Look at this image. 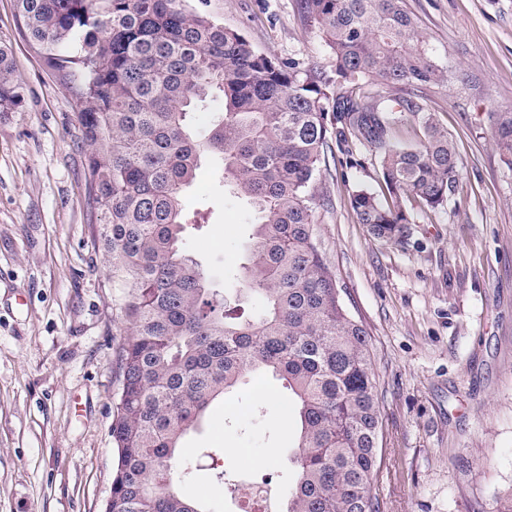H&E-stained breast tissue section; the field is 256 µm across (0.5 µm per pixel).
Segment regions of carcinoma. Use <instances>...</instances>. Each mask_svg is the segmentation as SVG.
<instances>
[{
    "instance_id": "carcinoma-1",
    "label": "carcinoma",
    "mask_w": 512,
    "mask_h": 512,
    "mask_svg": "<svg viewBox=\"0 0 512 512\" xmlns=\"http://www.w3.org/2000/svg\"><path fill=\"white\" fill-rule=\"evenodd\" d=\"M22 39L69 95L81 124L87 223L101 226L122 318L112 443V512H204L179 490L178 442L218 395L250 373L286 382L301 429L281 512H380V407L369 333L348 311L319 243L314 192L331 145L355 138L379 158L392 203L358 188L349 203L397 244L413 196L440 206L459 177L448 132L414 92L447 72L428 55L405 0H304L333 76L259 53L185 0H15ZM23 101L0 44V112ZM209 114L205 132L191 116ZM422 138L396 137L407 117ZM512 153V115L497 128ZM257 214L247 243L246 315L184 254L195 223L182 198L202 159Z\"/></svg>"
}]
</instances>
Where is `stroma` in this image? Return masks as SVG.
Listing matches in <instances>:
<instances>
[{
  "label": "stroma",
  "mask_w": 512,
  "mask_h": 512,
  "mask_svg": "<svg viewBox=\"0 0 512 512\" xmlns=\"http://www.w3.org/2000/svg\"><path fill=\"white\" fill-rule=\"evenodd\" d=\"M448 80L422 87L459 158L436 209L407 201V240L371 236L349 205L362 186L386 197L374 152L329 159L317 192L320 241L343 299L367 328L381 398V512H495L512 493V155L492 139L512 113V0H406ZM256 50L330 71L300 0H187ZM21 106L0 113V512H104L117 450L120 322L99 225L86 221L79 122L62 87L22 40L15 0H0ZM205 222L183 247L214 287L233 291L247 264L252 213L224 192L208 157L184 194ZM283 382L247 379L218 396L181 442L184 496L232 512L215 475L268 482L283 497L288 449Z\"/></svg>",
  "instance_id": "stroma-1"
}]
</instances>
